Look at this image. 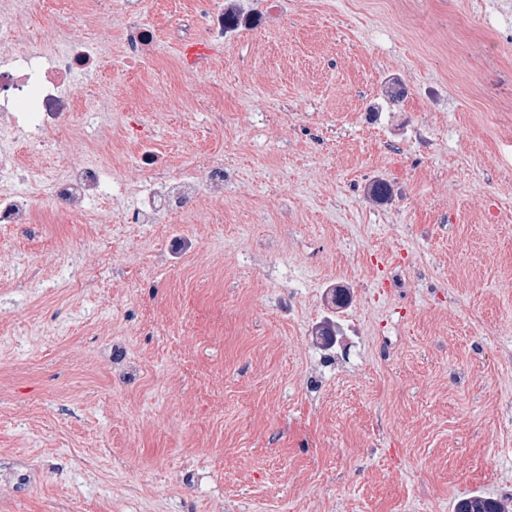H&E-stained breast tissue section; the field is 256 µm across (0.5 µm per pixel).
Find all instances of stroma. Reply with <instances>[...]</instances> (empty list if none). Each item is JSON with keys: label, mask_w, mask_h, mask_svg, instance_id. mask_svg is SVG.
<instances>
[{"label": "stroma", "mask_w": 512, "mask_h": 512, "mask_svg": "<svg viewBox=\"0 0 512 512\" xmlns=\"http://www.w3.org/2000/svg\"><path fill=\"white\" fill-rule=\"evenodd\" d=\"M231 2L262 23L201 77L174 40L197 0H140L155 39L134 65L123 0L18 23L48 41L74 11L109 47L72 89L97 126L13 144L20 188L129 114L173 172L226 171L223 202L163 224L125 227L116 188L90 225H0V448L30 474L0 512L512 504V0ZM510 505L502 500L472 493L459 498L455 503V512H509Z\"/></svg>", "instance_id": "stroma-1"}]
</instances>
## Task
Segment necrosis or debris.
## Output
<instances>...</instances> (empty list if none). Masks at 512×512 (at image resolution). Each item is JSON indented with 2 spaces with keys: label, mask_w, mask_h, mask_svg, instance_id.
I'll list each match as a JSON object with an SVG mask.
<instances>
[{
  "label": "necrosis or debris",
  "mask_w": 512,
  "mask_h": 512,
  "mask_svg": "<svg viewBox=\"0 0 512 512\" xmlns=\"http://www.w3.org/2000/svg\"><path fill=\"white\" fill-rule=\"evenodd\" d=\"M32 0H0V32L10 35L11 44L0 47V130L13 139L29 143L61 133L85 138L86 129L98 122L97 113H86L83 124L72 121L74 110L71 81L75 76L94 75L105 55L95 41L76 37L81 26L78 15L66 17L64 31L51 44L44 45L31 36L13 33L17 16L26 14ZM234 29L251 27L250 19L225 16L223 9L203 8L196 16L195 28L186 33L185 41L201 46L223 38L225 25ZM111 149H104L101 159L76 162L59 172L49 194L33 189L13 190L19 165L14 154L0 151V223L36 224L58 217L85 213L95 199L112 188L106 161ZM206 179L194 174H171L155 149L144 148L134 172L137 201L125 213L128 226L157 224L165 216L193 204L201 197L222 200L224 166L210 162L205 166ZM48 196L46 206H39L41 196Z\"/></svg>",
  "instance_id": "1"
}]
</instances>
